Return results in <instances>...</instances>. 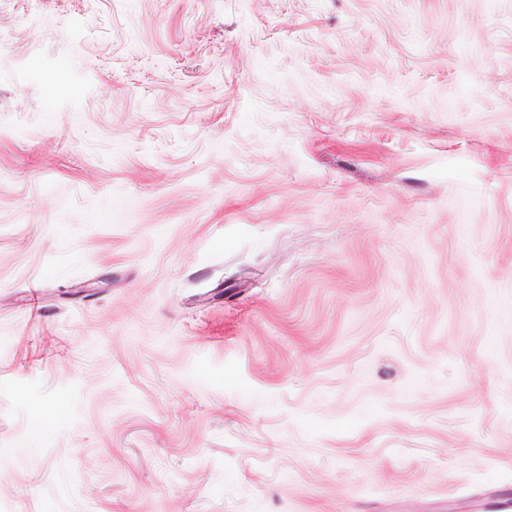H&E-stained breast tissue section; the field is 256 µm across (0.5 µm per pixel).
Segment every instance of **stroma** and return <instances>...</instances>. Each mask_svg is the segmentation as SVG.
<instances>
[{
	"label": "stroma",
	"mask_w": 512,
	"mask_h": 512,
	"mask_svg": "<svg viewBox=\"0 0 512 512\" xmlns=\"http://www.w3.org/2000/svg\"><path fill=\"white\" fill-rule=\"evenodd\" d=\"M512 512V0H0V512Z\"/></svg>",
	"instance_id": "35a3bbf8"
}]
</instances>
